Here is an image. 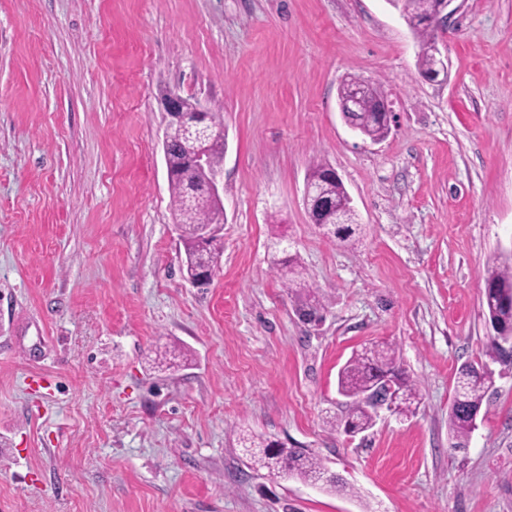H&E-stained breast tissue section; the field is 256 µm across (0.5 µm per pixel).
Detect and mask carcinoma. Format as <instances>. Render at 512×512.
<instances>
[{
	"label": "carcinoma",
	"mask_w": 512,
	"mask_h": 512,
	"mask_svg": "<svg viewBox=\"0 0 512 512\" xmlns=\"http://www.w3.org/2000/svg\"><path fill=\"white\" fill-rule=\"evenodd\" d=\"M401 15L414 23L413 33L419 43L417 65L425 72L434 65L437 50V36L422 22L432 14L438 0H389ZM362 88L357 111L352 118L359 124V134L371 141L384 139L389 128L363 120L362 113L378 107V92L364 80L351 77L340 87L339 98L352 95L355 88ZM198 141L178 124L168 128V149L170 155L167 171L169 189L174 205V216L183 229L181 243L184 250L183 266L187 276L216 274L220 268L223 253L220 239L213 234L203 238L205 229H215L224 223V209L212 202L196 181L190 165L191 156ZM357 217L349 215L348 223L326 225L333 237L347 241L355 233ZM273 266L283 272L287 287L304 290L298 310L305 321L316 323L322 320L324 305L309 291L303 273L298 270L297 257L288 249L281 255H273ZM483 307L487 321L497 333L494 342L493 358L499 362L512 360V263L493 265L487 268L484 276ZM392 374L398 380L399 395L392 413L400 417L415 415L419 404V387L410 381L397 365L395 349L386 344H372L355 353L340 370L338 392L349 400L345 416L339 421L345 433H362L371 429L378 416L375 406L367 401L369 392L375 389L379 380ZM493 387V374L485 365L463 363L457 369L455 396L461 399V406L448 409V439L450 448H468L471 433L476 428V418L488 392ZM239 441L249 455L250 465L256 470H264L270 477L277 478L282 471L288 476L315 484L323 477L326 466L303 448H288L279 442L261 439L243 432Z\"/></svg>",
	"instance_id": "obj_1"
}]
</instances>
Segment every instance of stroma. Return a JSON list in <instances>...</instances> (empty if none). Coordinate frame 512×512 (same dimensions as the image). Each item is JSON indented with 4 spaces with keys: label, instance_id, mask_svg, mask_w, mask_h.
<instances>
[{
    "label": "stroma",
    "instance_id": "obj_1",
    "mask_svg": "<svg viewBox=\"0 0 512 512\" xmlns=\"http://www.w3.org/2000/svg\"><path fill=\"white\" fill-rule=\"evenodd\" d=\"M424 80L388 0H0V512H512V365L492 361L487 264L512 258V0H463ZM351 76L393 114L345 124ZM169 90L223 112L224 253L182 266L162 141ZM335 169L355 245L312 224ZM285 238L325 305L303 322ZM387 342L421 404L343 417L339 369ZM188 362L152 366L157 347ZM494 386L448 446L454 377ZM308 449L329 492L250 467L240 431ZM364 82L366 81L356 77H350L349 79H346L339 89V98L344 99L350 97L355 88H362V95L359 101L357 112H352L351 115V117L358 122L360 126L359 131L355 126L351 124L348 125L354 132L358 131L359 134L364 138H368L371 141H380L387 136L389 128L374 122L371 123L363 120L362 113L372 112L375 110L379 105L377 97L380 96L370 83L369 86Z\"/></svg>",
    "mask_w": 512,
    "mask_h": 512
}]
</instances>
